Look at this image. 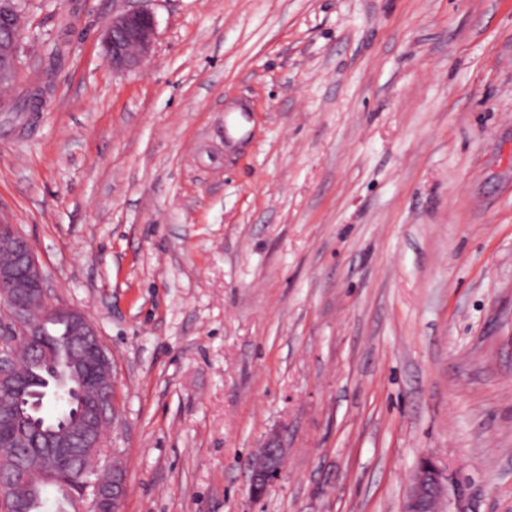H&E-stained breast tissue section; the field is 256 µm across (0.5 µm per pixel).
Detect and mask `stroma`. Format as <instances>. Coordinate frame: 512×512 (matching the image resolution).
Returning a JSON list of instances; mask_svg holds the SVG:
<instances>
[{"instance_id": "stroma-1", "label": "stroma", "mask_w": 512, "mask_h": 512, "mask_svg": "<svg viewBox=\"0 0 512 512\" xmlns=\"http://www.w3.org/2000/svg\"><path fill=\"white\" fill-rule=\"evenodd\" d=\"M130 6L156 36L118 73ZM22 19L0 220L110 353L124 512H404L425 458L442 512H512V0ZM44 85L36 119L4 112ZM156 33L153 13L143 8L112 14L105 24L104 48L112 71L124 72L139 67L150 55ZM263 449V462L251 465V490L262 495L278 475L283 460V448L277 436L270 437Z\"/></svg>"}]
</instances>
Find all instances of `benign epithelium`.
Listing matches in <instances>:
<instances>
[{
	"label": "benign epithelium",
	"mask_w": 512,
	"mask_h": 512,
	"mask_svg": "<svg viewBox=\"0 0 512 512\" xmlns=\"http://www.w3.org/2000/svg\"><path fill=\"white\" fill-rule=\"evenodd\" d=\"M156 33L153 13L143 8L112 14L105 24L104 48L108 64L115 72L139 67L150 55ZM22 37L19 0H0V86L12 84L17 68V45ZM9 244L0 254V313L7 328L0 332V392L5 395L25 390L28 378L13 358L18 339L33 352V357L47 355L46 336L55 325L65 328L75 348L67 364L72 377L86 381L88 390L82 397L86 411L73 429L61 424L53 430L44 446L18 454L19 465L44 479L57 475L58 460L70 455L72 448H96L92 459L78 461L80 478L57 479L59 491L67 496L79 495L90 500L92 512H123L126 492V468L116 456L108 466L110 479L91 480L100 456L108 453L104 432L112 423V359L102 343L96 324L81 309L55 301L42 272L32 244L14 228L0 224V240ZM28 418L27 404L17 403L0 408V423L12 424ZM283 448L278 437L268 439L263 448V462L251 465V490L262 495L278 475ZM443 476L430 461L413 472L405 512H436L442 497ZM22 494L0 497V512H25Z\"/></svg>",
	"instance_id": "1"
}]
</instances>
